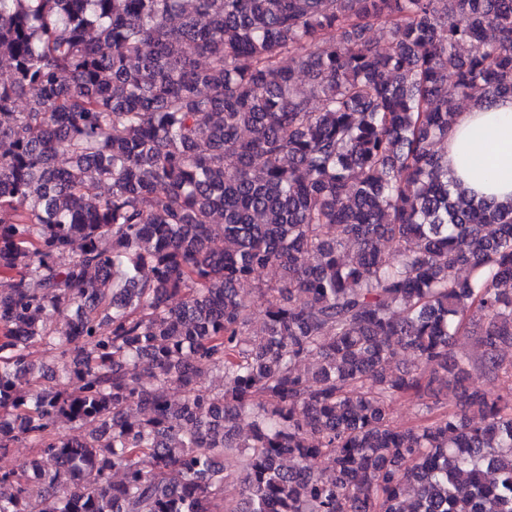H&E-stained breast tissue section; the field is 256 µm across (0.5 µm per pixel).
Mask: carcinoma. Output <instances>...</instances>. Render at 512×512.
I'll return each mask as SVG.
<instances>
[{
    "label": "carcinoma",
    "mask_w": 512,
    "mask_h": 512,
    "mask_svg": "<svg viewBox=\"0 0 512 512\" xmlns=\"http://www.w3.org/2000/svg\"><path fill=\"white\" fill-rule=\"evenodd\" d=\"M0 72V512H512V203L435 149L512 0H0Z\"/></svg>",
    "instance_id": "carcinoma-1"
}]
</instances>
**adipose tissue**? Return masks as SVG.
Segmentation results:
<instances>
[{"instance_id":"obj_1","label":"adipose tissue","mask_w":512,"mask_h":512,"mask_svg":"<svg viewBox=\"0 0 512 512\" xmlns=\"http://www.w3.org/2000/svg\"><path fill=\"white\" fill-rule=\"evenodd\" d=\"M445 152L457 185L490 201H512V98L458 113Z\"/></svg>"}]
</instances>
